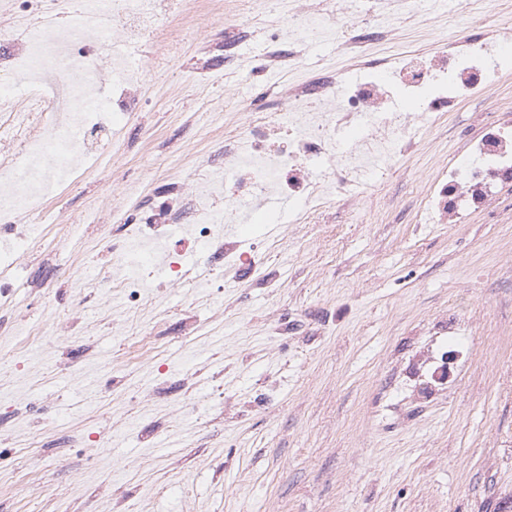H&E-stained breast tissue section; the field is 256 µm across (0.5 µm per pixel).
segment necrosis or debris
<instances>
[{
    "instance_id": "4bbe7bcc",
    "label": "necrosis or debris",
    "mask_w": 512,
    "mask_h": 512,
    "mask_svg": "<svg viewBox=\"0 0 512 512\" xmlns=\"http://www.w3.org/2000/svg\"><path fill=\"white\" fill-rule=\"evenodd\" d=\"M192 6V0H0V238L16 244L0 251V304L21 287L20 248L34 240V161L58 142L70 145L63 163L75 170L105 151L121 155V144L110 137L112 115L143 110L137 74L155 68L158 49L172 40L171 20ZM422 18L417 0H291L287 12L250 31L238 15L225 13L224 0H215L192 39L211 49L213 30L223 29L224 47L212 51L224 65L225 96L237 86L239 60L248 62L254 78L274 68L299 71L308 48L331 33L339 55L367 57L368 74L353 84L342 83L335 71L289 83L281 93V112L252 108L158 204L126 203L123 189L113 185L102 202L111 205L123 238L120 245H105L96 288L98 308L113 315L117 333L129 328L125 313L149 311L168 288L189 297L204 288L216 295L220 275L247 276L256 288L276 287L275 276L262 266L264 243H242L229 225L274 197L302 203L294 219L298 225L335 205L363 200L390 166L417 148L416 118L441 125L460 100L494 86L497 72L483 66V57L491 41L512 37V28L480 14L469 17L461 35L441 40L432 51L371 53V44L396 42L400 31ZM257 40L263 53L252 50ZM382 69L392 82L378 80ZM76 74L82 79L77 89ZM107 83L111 112L82 110V96ZM400 93L417 100L419 114L394 107ZM354 126L362 127V135L344 140ZM511 183L512 113L498 112L467 141L462 160L440 169L424 217L432 224L462 222L487 209ZM219 203L220 224L213 220ZM154 245L165 251L163 266L146 262ZM201 249L211 255L213 274L195 270L193 256ZM116 299L124 306L119 314L112 311Z\"/></svg>"
}]
</instances>
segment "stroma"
I'll return each instance as SVG.
<instances>
[{"label": "stroma", "instance_id": "stroma-1", "mask_svg": "<svg viewBox=\"0 0 512 512\" xmlns=\"http://www.w3.org/2000/svg\"><path fill=\"white\" fill-rule=\"evenodd\" d=\"M465 26L454 2L402 41L428 45ZM192 65L188 53L164 56L150 77L174 95L115 116L121 159L103 155L76 185L60 171L67 190L49 206L70 230L26 250L31 270L71 267L73 293H91L98 237L87 228L112 221L97 205L103 181L164 190L165 161L206 159L244 121L251 77H240L241 102L218 114L185 82ZM503 67L487 96L422 128L421 149L365 200L289 232L264 260L275 292L227 278L219 310L161 297L167 315L148 329L166 373L140 363L134 336L113 334L92 306L77 338L0 362V413L14 414L0 448L15 451L0 512H499L512 500V185L463 223L414 218L438 166L461 156L491 108L512 110V63ZM52 311L23 288L0 319L20 338ZM191 315L202 336L190 350ZM282 319L294 335H271ZM443 368L447 379L434 381ZM110 374L123 379L120 394L100 392ZM163 385L202 404L223 386L224 410L174 423L168 393L132 402ZM46 423L111 438L87 468L79 449L31 448Z\"/></svg>", "mask_w": 512, "mask_h": 512}]
</instances>
